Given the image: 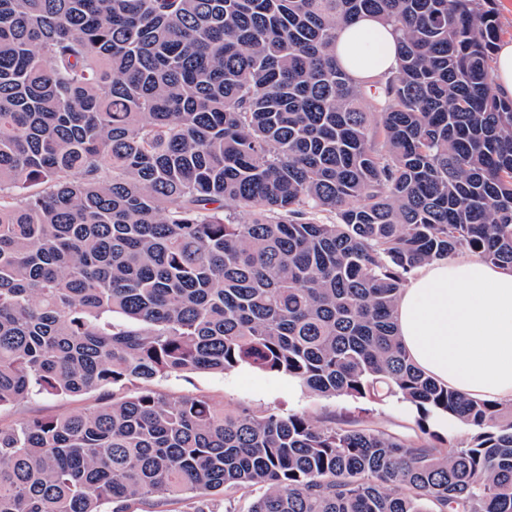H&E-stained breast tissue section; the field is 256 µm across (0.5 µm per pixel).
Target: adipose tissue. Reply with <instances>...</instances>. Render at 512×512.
I'll return each instance as SVG.
<instances>
[{"label": "adipose tissue", "instance_id": "ef3b65f1", "mask_svg": "<svg viewBox=\"0 0 512 512\" xmlns=\"http://www.w3.org/2000/svg\"><path fill=\"white\" fill-rule=\"evenodd\" d=\"M397 35L364 16L344 26L336 56L358 79L397 64ZM402 346L426 375L464 395L512 402V268L468 254L419 267L396 307Z\"/></svg>", "mask_w": 512, "mask_h": 512}]
</instances>
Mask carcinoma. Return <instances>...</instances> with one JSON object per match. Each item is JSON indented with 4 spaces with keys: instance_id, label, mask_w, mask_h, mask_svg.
Returning <instances> with one entry per match:
<instances>
[{
    "instance_id": "carcinoma-1",
    "label": "carcinoma",
    "mask_w": 512,
    "mask_h": 512,
    "mask_svg": "<svg viewBox=\"0 0 512 512\" xmlns=\"http://www.w3.org/2000/svg\"><path fill=\"white\" fill-rule=\"evenodd\" d=\"M365 14L399 35L371 80L335 54ZM498 36L489 0H0V408L112 393L0 427V512H512V403L423 374L394 322L425 263L512 267ZM244 364L468 436L150 389ZM430 431H433L440 439L439 442L448 444V439L460 445L467 438L465 427L457 422L448 424L446 416H432L429 419ZM262 490H255L253 488H243L226 490L224 492H216L212 498V508L214 512H225L227 510H240L247 505V503L254 498Z\"/></svg>"
}]
</instances>
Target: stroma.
<instances>
[{
  "label": "stroma",
  "mask_w": 512,
  "mask_h": 512,
  "mask_svg": "<svg viewBox=\"0 0 512 512\" xmlns=\"http://www.w3.org/2000/svg\"><path fill=\"white\" fill-rule=\"evenodd\" d=\"M152 388L169 398L204 396L225 412L247 408L257 414L299 413L318 426L368 428L413 443L422 433L418 413L410 403L396 397L382 401L349 397L318 396L297 379L248 365L224 373H172L153 382ZM98 402L97 394L80 397L33 396L0 408V425L12 426L50 416L89 408Z\"/></svg>",
  "instance_id": "35a3bbf8"
}]
</instances>
